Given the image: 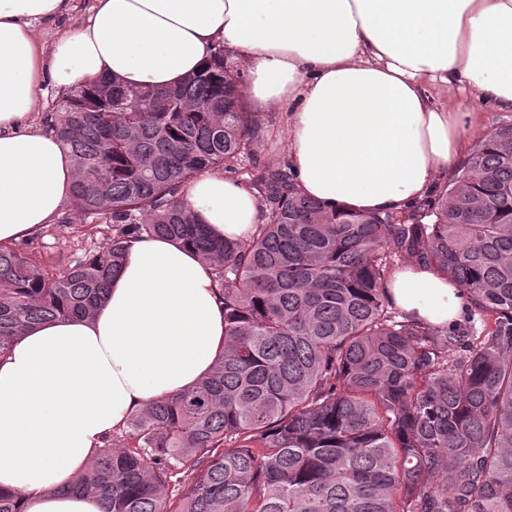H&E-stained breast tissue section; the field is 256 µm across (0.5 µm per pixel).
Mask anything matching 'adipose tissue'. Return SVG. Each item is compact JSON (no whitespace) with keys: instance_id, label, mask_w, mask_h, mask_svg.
I'll use <instances>...</instances> for the list:
<instances>
[{"instance_id":"adipose-tissue-1","label":"adipose tissue","mask_w":512,"mask_h":512,"mask_svg":"<svg viewBox=\"0 0 512 512\" xmlns=\"http://www.w3.org/2000/svg\"><path fill=\"white\" fill-rule=\"evenodd\" d=\"M73 0H0V244L39 235L71 201L75 169L34 118L62 93L114 77L164 88L224 53L258 112H277L296 191L330 208L400 212L447 185L476 147L458 84L512 112V0H91L52 43ZM182 195L210 234L247 242L258 195L222 168ZM213 267L181 242L141 237L90 317L25 332L0 355V490L24 512H101L67 491L113 430L207 376L224 349ZM387 297L444 327L467 298L431 266L393 273Z\"/></svg>"}]
</instances>
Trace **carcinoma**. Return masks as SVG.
Instances as JSON below:
<instances>
[{
    "instance_id": "cac0c4a2",
    "label": "carcinoma",
    "mask_w": 512,
    "mask_h": 512,
    "mask_svg": "<svg viewBox=\"0 0 512 512\" xmlns=\"http://www.w3.org/2000/svg\"><path fill=\"white\" fill-rule=\"evenodd\" d=\"M241 77L220 62L159 89L102 79L58 104L76 166L62 222L106 233L62 275L0 244V354L90 315L143 236L196 249L224 303L208 376L131 415L70 489L102 512H512V124L403 212L329 209L297 194L288 163L255 168L263 224L246 245L215 241L180 191L251 159ZM396 259L464 289L482 329L398 320Z\"/></svg>"
}]
</instances>
